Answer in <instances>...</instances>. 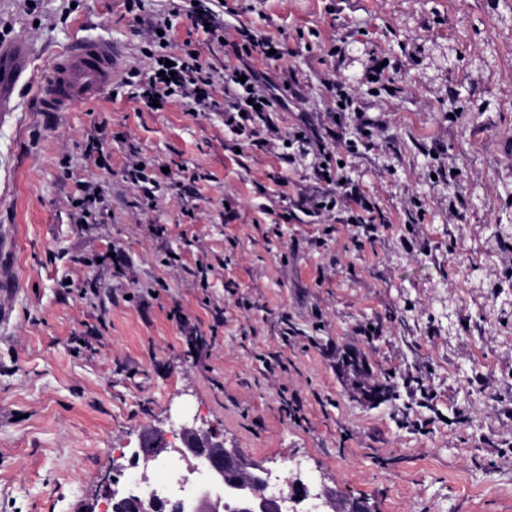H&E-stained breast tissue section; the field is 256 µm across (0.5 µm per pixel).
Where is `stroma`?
Instances as JSON below:
<instances>
[{"instance_id": "1", "label": "stroma", "mask_w": 512, "mask_h": 512, "mask_svg": "<svg viewBox=\"0 0 512 512\" xmlns=\"http://www.w3.org/2000/svg\"><path fill=\"white\" fill-rule=\"evenodd\" d=\"M195 2L0 0V37L32 49L0 119V235L15 243L0 262L14 282L0 296V512H104L117 449L157 430L180 445L184 415L369 512H512V304L498 296L512 283V0H205L223 45ZM160 18L173 52L219 72L237 62V25L280 42L282 58L250 59L273 82L269 118L240 136L220 112L145 107L126 79L148 75ZM94 39L119 53L110 92L40 111L32 77ZM338 83L354 111L337 112ZM298 132L321 145L300 152ZM93 136L108 168L85 152ZM140 160L149 206L125 177ZM323 162L344 187L318 178ZM81 182L102 189L86 226ZM317 191L333 206L305 216ZM365 205L371 233L354 221ZM90 330L92 351L77 342ZM376 384L390 396L369 400Z\"/></svg>"}]
</instances>
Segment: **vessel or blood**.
I'll use <instances>...</instances> for the list:
<instances>
[{"instance_id": "obj_1", "label": "vessel or blood", "mask_w": 512, "mask_h": 512, "mask_svg": "<svg viewBox=\"0 0 512 512\" xmlns=\"http://www.w3.org/2000/svg\"><path fill=\"white\" fill-rule=\"evenodd\" d=\"M30 47L20 40L0 39V112L12 111V92L24 73ZM117 56L111 43L84 41L59 54L50 75L39 86L42 111L66 112L80 100L100 94L112 83Z\"/></svg>"}]
</instances>
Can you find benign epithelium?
<instances>
[{
	"instance_id": "obj_1",
	"label": "benign epithelium",
	"mask_w": 512,
	"mask_h": 512,
	"mask_svg": "<svg viewBox=\"0 0 512 512\" xmlns=\"http://www.w3.org/2000/svg\"><path fill=\"white\" fill-rule=\"evenodd\" d=\"M192 437L181 447L143 449L142 463H150L169 455L183 460L193 458L195 469L207 474L209 483L224 489V495H214L207 488L192 498L183 512H288L287 502L307 496V486L300 480H287V491L267 494L271 469L260 461L256 464L239 462V449L225 446L212 428L183 426L182 437Z\"/></svg>"
}]
</instances>
